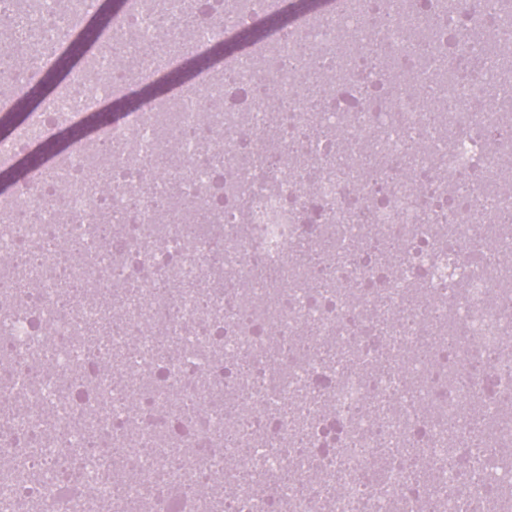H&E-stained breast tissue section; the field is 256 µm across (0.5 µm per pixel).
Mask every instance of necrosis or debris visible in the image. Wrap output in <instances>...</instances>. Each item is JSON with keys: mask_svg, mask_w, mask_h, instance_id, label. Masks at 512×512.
Listing matches in <instances>:
<instances>
[{"mask_svg": "<svg viewBox=\"0 0 512 512\" xmlns=\"http://www.w3.org/2000/svg\"><path fill=\"white\" fill-rule=\"evenodd\" d=\"M331 0L252 46L220 75L201 74L173 98L129 113L56 162L64 194L42 172L0 200V512H121L114 474L148 512H501L512 486V422L493 424L497 458L473 447V404L512 405V277L488 267L489 246L512 247V118L479 103L495 77L458 39L477 29L503 45L496 0L443 20L448 71L410 34L421 4ZM187 0H142L109 26L89 65L74 68L15 141L47 140L101 109L125 84L111 68L122 31L149 50L139 74L175 67L158 51L161 21ZM386 15L368 27L369 11ZM85 17L58 0L0 20L40 47L33 65L0 56V109L12 107L66 50ZM380 39L399 80L373 57L343 52L345 36ZM312 47L297 50L299 40ZM467 63L471 79L457 74ZM338 75L319 99L313 71ZM282 103L271 111L267 86ZM342 138L311 140L313 122ZM425 140L428 157L409 145ZM167 174L204 216L186 226L149 175L170 141ZM112 190L94 193L91 162ZM414 168L420 193L400 173ZM493 184L478 198L469 187ZM404 244L408 260L387 253ZM312 261L296 268L290 254ZM123 309L106 324L101 298ZM179 338L161 350L156 331ZM481 371H471L474 361ZM109 437L110 447L100 445ZM83 471L81 485L61 474ZM429 466L417 478V462ZM220 484L218 501L198 490Z\"/></svg>", "mask_w": 512, "mask_h": 512, "instance_id": "1", "label": "necrosis or debris"}]
</instances>
